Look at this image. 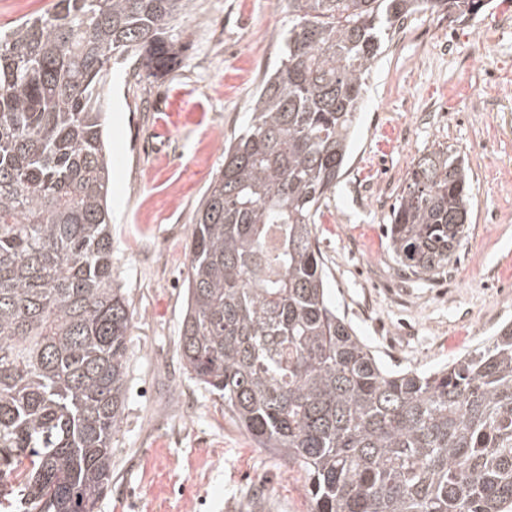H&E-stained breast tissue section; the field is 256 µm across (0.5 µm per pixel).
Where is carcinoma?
Segmentation results:
<instances>
[{
  "mask_svg": "<svg viewBox=\"0 0 512 512\" xmlns=\"http://www.w3.org/2000/svg\"><path fill=\"white\" fill-rule=\"evenodd\" d=\"M279 68L195 210L179 349L191 377L307 477L311 512H512V324L430 370L380 361L333 304L315 226L366 79L415 13L488 0H286ZM190 0H55L0 37V506L97 512L112 483L132 312L112 270V58L169 72ZM468 168L414 162L388 248L433 278L471 224Z\"/></svg>",
  "mask_w": 512,
  "mask_h": 512,
  "instance_id": "carcinoma-1",
  "label": "carcinoma"
}]
</instances>
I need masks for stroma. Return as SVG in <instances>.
<instances>
[{"label":"stroma","instance_id":"stroma-1","mask_svg":"<svg viewBox=\"0 0 512 512\" xmlns=\"http://www.w3.org/2000/svg\"><path fill=\"white\" fill-rule=\"evenodd\" d=\"M288 20L284 0H193L170 23L189 47L167 75L140 83L131 58L112 61V263L133 320L98 512H310L305 473L200 388L178 345L195 209L281 63ZM366 83L346 171L317 227L328 288L383 362L432 369L512 322V0L455 23L412 15ZM438 141L464 157L475 200L456 261L424 281L393 262L383 226Z\"/></svg>","mask_w":512,"mask_h":512}]
</instances>
